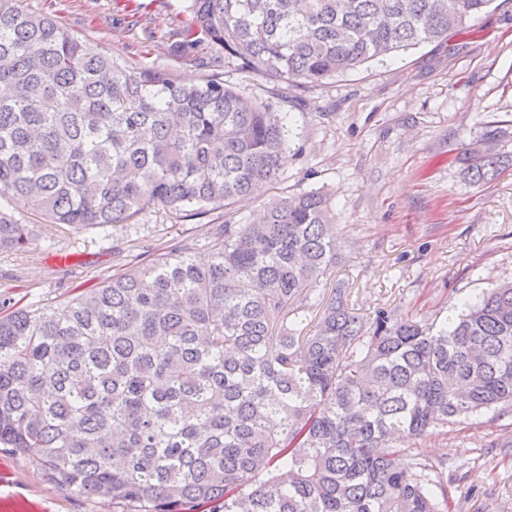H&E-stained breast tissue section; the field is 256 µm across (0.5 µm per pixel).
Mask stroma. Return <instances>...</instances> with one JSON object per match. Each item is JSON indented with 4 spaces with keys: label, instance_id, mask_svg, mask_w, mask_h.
Wrapping results in <instances>:
<instances>
[{
    "label": "stroma",
    "instance_id": "stroma-1",
    "mask_svg": "<svg viewBox=\"0 0 512 512\" xmlns=\"http://www.w3.org/2000/svg\"><path fill=\"white\" fill-rule=\"evenodd\" d=\"M93 52L161 69L184 82L211 72L259 99L270 84L224 63L205 46L182 55L178 31L189 0H27ZM290 141L278 179L239 204L230 222L251 220L272 200L323 189L339 226L342 262L319 290L344 285L372 316L398 307L446 321L463 301L512 279V0L451 32L444 45L394 52L319 85H280ZM496 139H487L490 130ZM472 147L506 156L499 176L467 183ZM35 234L26 258L0 253V298L56 301L126 267L128 250L77 243L61 226L27 214ZM163 212L141 218L130 238L155 251L194 228ZM402 460L426 462L448 486L450 512H512V408L462 420L411 440ZM0 512H116L111 501L54 484L29 457L0 447Z\"/></svg>",
    "mask_w": 512,
    "mask_h": 512
}]
</instances>
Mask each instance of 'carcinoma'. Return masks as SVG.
I'll return each mask as SVG.
<instances>
[{
	"label": "carcinoma",
	"mask_w": 512,
	"mask_h": 512,
	"mask_svg": "<svg viewBox=\"0 0 512 512\" xmlns=\"http://www.w3.org/2000/svg\"><path fill=\"white\" fill-rule=\"evenodd\" d=\"M191 0L180 31L275 87L320 84L448 34L493 0ZM0 251L30 213L109 237L156 210L207 218L259 194L288 148L284 97L219 73L182 83L0 0ZM468 180L499 158L469 153ZM319 191L244 224L210 220L71 291L66 309L0 302V445L119 512H448L442 479L400 446L512 407V281L438 325L364 320L336 267ZM208 264L194 260L199 248Z\"/></svg>",
	"instance_id": "obj_1"
}]
</instances>
